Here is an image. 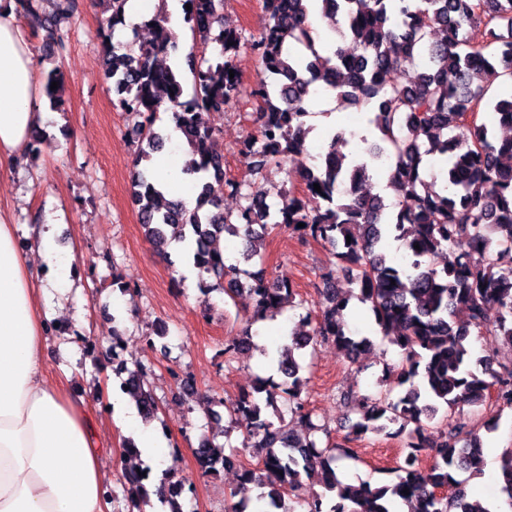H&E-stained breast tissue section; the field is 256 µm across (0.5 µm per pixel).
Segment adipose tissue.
Returning a JSON list of instances; mask_svg holds the SVG:
<instances>
[{"label": "adipose tissue", "instance_id": "1", "mask_svg": "<svg viewBox=\"0 0 512 512\" xmlns=\"http://www.w3.org/2000/svg\"><path fill=\"white\" fill-rule=\"evenodd\" d=\"M34 73L35 54L15 2L0 0V175L30 151L32 131L49 120ZM35 244L57 282L72 284L74 258L60 247L57 224L40 225ZM49 322L31 261L0 210V512H109L91 412L43 368ZM106 407L150 465V485H158L175 466L161 449L159 426L119 390L108 392Z\"/></svg>", "mask_w": 512, "mask_h": 512}]
</instances>
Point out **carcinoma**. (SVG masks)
Masks as SVG:
<instances>
[{
  "label": "carcinoma",
  "instance_id": "obj_1",
  "mask_svg": "<svg viewBox=\"0 0 512 512\" xmlns=\"http://www.w3.org/2000/svg\"><path fill=\"white\" fill-rule=\"evenodd\" d=\"M316 1L322 14L334 19L335 48L328 54L320 51V35L309 19ZM43 2L18 0V13L34 31L44 32L43 43L55 54L65 47L75 0H52L49 10ZM107 2L112 13L98 43L102 77L118 95L114 108L135 118V165L150 161L169 139V128L156 126L161 111L190 153L199 156L183 169L195 194L191 209L179 200L158 202L163 194L153 171H134L139 223L157 251L189 242L199 287L230 297L247 291L253 324L298 306L290 283L267 279L262 268L265 238L284 228L330 247L336 269L358 287L354 296L343 294L332 284L333 271L326 272L317 321L303 316L302 329L277 348L282 380L258 376L249 391L224 406V435L242 421L247 425L241 446L227 451L216 437L201 438L195 460L205 473L240 465L249 448L261 453L259 467H242L244 487L231 492L235 501L228 512H394L398 501L413 499L409 512H490L471 501L468 488L484 471L478 431L495 426L465 415L490 401L512 410V358L477 355L472 348V336L488 335L512 352V138L496 143L492 128L479 118L496 88L492 118L512 129V91L504 90L512 85V0H262L268 22L249 40L241 30L224 26V0H182L191 5L183 22L201 46L185 55L193 77L189 90L184 69L159 60L178 51L165 7L148 20L160 37L143 44L125 34L136 31L124 25L126 0ZM347 40L353 44L350 52L339 47ZM245 44L261 65L250 91L257 102V134L240 148L253 175L263 177L270 165L306 150L313 85L364 113L377 136L372 141L360 136L366 150L355 153L349 149L355 133L333 132L326 143L333 161L303 172V194L290 187L281 191L278 203L227 181L245 201L233 215L224 212L220 200L199 192L211 177L224 178L221 131L211 116L242 98V80L237 74L229 78V71ZM406 61L418 62L414 82L388 80L387 74ZM62 87L57 72L47 73L43 92L56 111L64 105ZM437 155L446 157V166L427 179L423 172ZM382 157L396 204L389 206L379 196H336L338 186L349 180L368 182ZM227 235L243 238L242 259L259 269L224 260L218 244ZM393 242L404 245L405 260L389 253ZM457 248L454 262L441 268L432 263ZM353 298L368 307L381 335L401 355L398 364L386 368L394 384L382 383L371 395L343 394L359 415L354 437L345 441L369 433L406 435L395 465L386 469L395 480L375 488L364 481L341 482L338 462L356 457V451L322 441L319 433L325 429L313 422L303 398L307 347L320 338L331 340L352 364L370 348V339L353 336L344 320ZM489 308L497 311L492 325L485 319ZM255 348L247 330L224 341V356ZM116 374L126 375L127 392L144 418H155L147 373L122 361ZM426 457L431 459L427 468ZM144 472L150 467L129 472L128 512H145L151 503ZM500 475L499 492L512 504V448L502 455ZM305 477L323 491H306ZM161 484L158 501L168 512H184L176 472L166 471ZM251 485L263 489L254 500L248 496ZM442 489L449 495L437 496Z\"/></svg>",
  "mask_w": 512,
  "mask_h": 512
}]
</instances>
